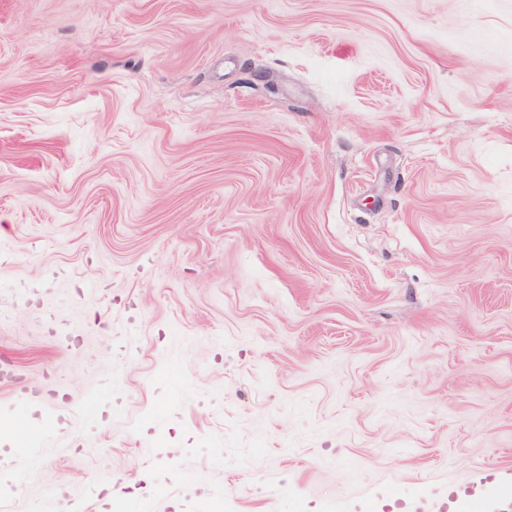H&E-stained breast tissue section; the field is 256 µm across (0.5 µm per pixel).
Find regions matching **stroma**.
<instances>
[{"label": "stroma", "mask_w": 512, "mask_h": 512, "mask_svg": "<svg viewBox=\"0 0 512 512\" xmlns=\"http://www.w3.org/2000/svg\"><path fill=\"white\" fill-rule=\"evenodd\" d=\"M1 356L10 512H512V0H0Z\"/></svg>", "instance_id": "35a3bbf8"}]
</instances>
